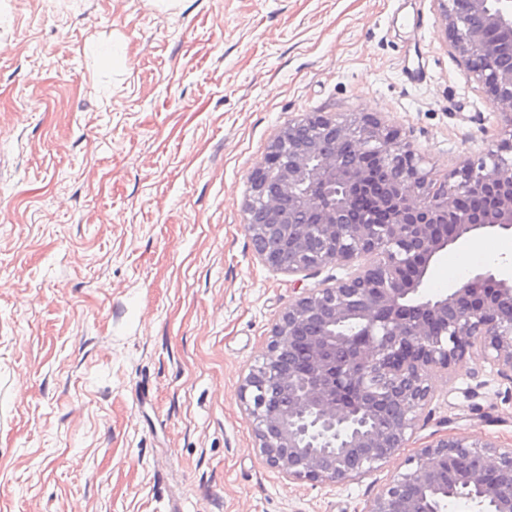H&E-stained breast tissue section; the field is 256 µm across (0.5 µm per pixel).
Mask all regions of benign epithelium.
Listing matches in <instances>:
<instances>
[{
	"label": "benign epithelium",
	"instance_id": "7a95c632",
	"mask_svg": "<svg viewBox=\"0 0 512 512\" xmlns=\"http://www.w3.org/2000/svg\"><path fill=\"white\" fill-rule=\"evenodd\" d=\"M446 35L466 73L497 111L512 113V0H438ZM377 152L386 173L364 161ZM250 176L246 232L256 255L290 274L329 264L345 278L309 288L282 312L262 363L240 398L267 463L296 480H356L406 447L432 402L431 369L452 373L478 355L512 383V277L472 273L457 288L421 292L432 262L479 231H512V138L487 146L431 186L421 158L371 114L353 121L309 112L288 123ZM487 207L472 213L462 196ZM362 197L358 211L352 200ZM439 224L452 225L441 234ZM418 263L417 276L402 275ZM476 461L444 484L438 463ZM406 469L362 512H444L464 499L475 512H512V480L488 492V470L512 472V448L470 435H445L418 449Z\"/></svg>",
	"mask_w": 512,
	"mask_h": 512
}]
</instances>
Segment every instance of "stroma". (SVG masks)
Here are the masks:
<instances>
[{
	"label": "stroma",
	"mask_w": 512,
	"mask_h": 512,
	"mask_svg": "<svg viewBox=\"0 0 512 512\" xmlns=\"http://www.w3.org/2000/svg\"><path fill=\"white\" fill-rule=\"evenodd\" d=\"M308 112L377 116L437 183L512 132L437 0H0V512H362L435 436L512 448V384L476 357L364 477L260 453L240 384L302 289L348 273L274 270L245 230ZM475 241L426 293L512 258L511 231Z\"/></svg>",
	"instance_id": "1"
}]
</instances>
